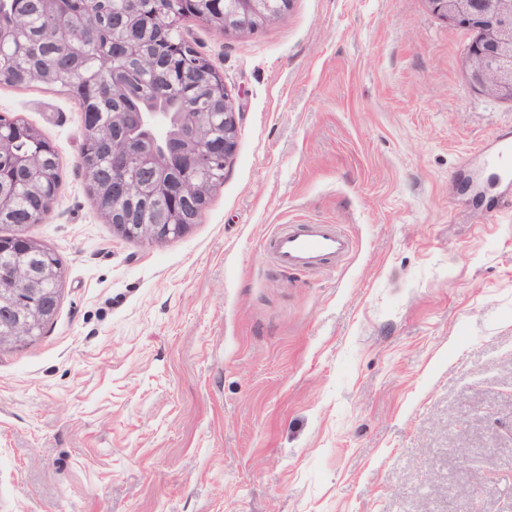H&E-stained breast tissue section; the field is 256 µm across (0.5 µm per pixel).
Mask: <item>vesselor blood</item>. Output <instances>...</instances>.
Masks as SVG:
<instances>
[{
  "instance_id": "1",
  "label": "vessel or blood",
  "mask_w": 512,
  "mask_h": 512,
  "mask_svg": "<svg viewBox=\"0 0 512 512\" xmlns=\"http://www.w3.org/2000/svg\"><path fill=\"white\" fill-rule=\"evenodd\" d=\"M274 263L292 272H306L344 260L353 242L335 224H290L268 238Z\"/></svg>"
}]
</instances>
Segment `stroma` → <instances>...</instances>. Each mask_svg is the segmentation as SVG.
Listing matches in <instances>:
<instances>
[{
    "label": "stroma",
    "mask_w": 512,
    "mask_h": 512,
    "mask_svg": "<svg viewBox=\"0 0 512 512\" xmlns=\"http://www.w3.org/2000/svg\"><path fill=\"white\" fill-rule=\"evenodd\" d=\"M181 32L237 137L180 237L101 217L79 106L0 86L60 156L31 236L61 260L41 335L0 349V512H502L512 503V102L470 86L426 0H292L256 33ZM282 224L354 241L278 269Z\"/></svg>",
    "instance_id": "1"
}]
</instances>
